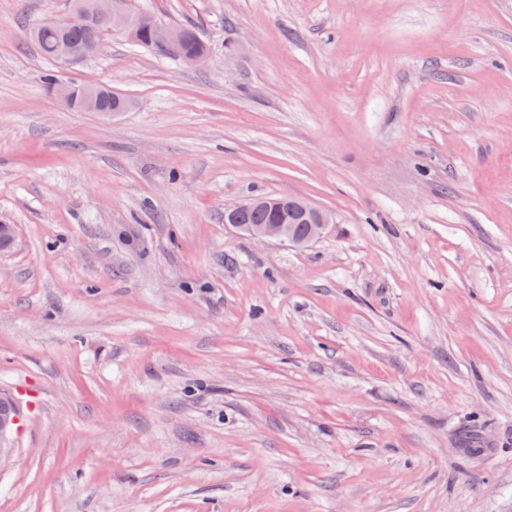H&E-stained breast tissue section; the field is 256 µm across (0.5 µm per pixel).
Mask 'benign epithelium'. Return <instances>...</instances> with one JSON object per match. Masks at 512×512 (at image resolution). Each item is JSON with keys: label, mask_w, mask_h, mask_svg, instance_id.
Here are the masks:
<instances>
[{"label": "benign epithelium", "mask_w": 512, "mask_h": 512, "mask_svg": "<svg viewBox=\"0 0 512 512\" xmlns=\"http://www.w3.org/2000/svg\"><path fill=\"white\" fill-rule=\"evenodd\" d=\"M144 21V15L132 10L127 0H77V6L54 19V23L60 27L80 24L92 28L94 29L92 42L79 48L66 39L60 41L55 51L56 61L59 66L66 68L87 58L101 41L99 25L103 22L117 26L133 40L142 30ZM152 36L157 45L165 48L173 47L183 40L185 30L156 21L152 25ZM54 93L58 99L69 106L73 105L75 95L78 94L84 107L92 111L103 95L104 88L88 85L78 92L71 84L60 81ZM268 206L270 201L263 197H244L224 210V223L232 224L237 228L239 227L236 222L238 215ZM294 206L309 225L307 236L303 238L293 236L288 224H251L249 232L252 239L261 243L275 240L293 248H303L321 238L327 227L336 223L333 213L314 205L307 199H295ZM17 422V409L13 400L8 396L0 395V460L12 451L9 438Z\"/></svg>", "instance_id": "obj_1"}]
</instances>
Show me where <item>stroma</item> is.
<instances>
[{"label":"stroma","mask_w":512,"mask_h":512,"mask_svg":"<svg viewBox=\"0 0 512 512\" xmlns=\"http://www.w3.org/2000/svg\"><path fill=\"white\" fill-rule=\"evenodd\" d=\"M140 2L210 62L109 34L77 112L0 0V512H512V0ZM270 198L278 200L288 199V202L282 203V206L272 213L262 209L270 206V201L264 197H244L230 208L224 210L225 224H232L236 228H241L245 226L244 224H251L248 225L250 235L252 239L258 242L265 243L275 240L281 243H288L293 248H303L321 238L329 224H335L336 222L333 213L314 205L307 199L297 198L294 201V206L309 225L308 235L303 238H297L293 236L290 225H292L293 232L298 236H303L307 233L308 225L303 223L297 212L289 204L290 197ZM239 214L242 215L240 217V224H237L236 217ZM272 218H275L281 224H266ZM17 422V409L13 400L8 396L0 395V462L12 451L9 438Z\"/></svg>","instance_id":"obj_1"}]
</instances>
